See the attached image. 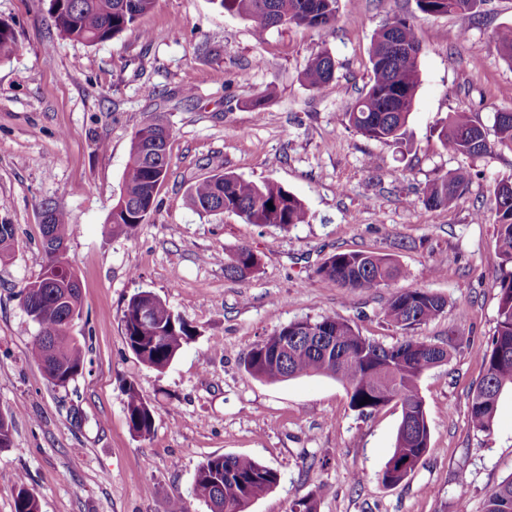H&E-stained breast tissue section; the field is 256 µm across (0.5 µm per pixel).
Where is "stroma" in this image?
Instances as JSON below:
<instances>
[{
	"label": "stroma",
	"mask_w": 512,
	"mask_h": 512,
	"mask_svg": "<svg viewBox=\"0 0 512 512\" xmlns=\"http://www.w3.org/2000/svg\"><path fill=\"white\" fill-rule=\"evenodd\" d=\"M49 0H0L20 51L0 62V223L16 228V252L0 263V410L11 415L0 449V512H14L23 476L41 512H209L191 494L198 466L222 454L276 470L275 488L248 512H291L316 492L319 512H483L512 476V394L501 397L491 433L473 428L469 407L483 367L473 351L497 325L501 260L491 219L475 216L496 181L512 178V150L472 160L442 148L436 130L464 109L486 131L512 110V65L494 35L512 25V0H487L474 15L428 16L415 0H338L329 29L280 26L256 38L252 21L212 0H155L118 38L89 45L51 25ZM412 17L422 44L420 85L401 147L342 124L371 81V40L384 22ZM465 32L462 42L448 38ZM333 81L308 87L302 73L320 53ZM266 96L263 110L250 106ZM164 108L172 128L170 169L147 223L109 231L131 137L144 114ZM224 170L273 180L300 198L306 223L282 231L233 213L201 215L188 187ZM473 178L460 203L425 207L420 196L458 167ZM75 228L67 252L82 288L70 334L86 369L53 387L29 358L36 326L18 294L43 271L42 202ZM261 258L254 276H224L238 246ZM388 255L404 277L348 291L318 275L332 254ZM444 296L441 316L411 336L448 346L447 362L421 378L431 433L428 453L400 484L380 474L392 455L401 408L369 416L349 406L341 383L310 376L270 384L245 371L258 342L288 323L331 315L390 346L402 330L383 310L405 289ZM150 291L194 327L164 369L126 346L122 317L132 295ZM155 404L154 431L132 434L123 387Z\"/></svg>",
	"instance_id": "1"
}]
</instances>
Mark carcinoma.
Here are the masks:
<instances>
[{
	"mask_svg": "<svg viewBox=\"0 0 512 512\" xmlns=\"http://www.w3.org/2000/svg\"><path fill=\"white\" fill-rule=\"evenodd\" d=\"M219 8L254 22L257 35L281 25L325 29L335 25L338 0H212ZM485 0H416L425 15L474 13ZM154 0H50L49 14L60 34L90 45L118 37L151 10ZM495 42L503 59L512 65V26L500 28ZM20 49L14 29L0 21V61ZM422 47L412 18L396 16L375 34L369 60L373 77L352 108L341 113V122L369 139L392 146L402 143L403 129L420 84L418 59ZM335 61L327 54L312 58L303 73L305 83L319 89L333 80ZM170 126L163 112H149L133 132L122 188L112 206L110 228L130 235L148 221L156 208L160 185L166 179L170 158L164 130ZM494 141L465 110L452 112L437 129L442 147L453 155L480 158L492 146L512 150V113L495 116ZM471 180L469 169L460 167L425 187L420 201L429 208H450L463 198ZM190 205L200 213L232 212L249 224L288 230L307 221V210L296 195L272 181L256 183L216 167V173L195 182L189 189ZM273 203L268 208L267 203ZM496 225L495 247L502 260L498 282L499 304L496 331L490 343L475 351L484 375L473 391L470 420L481 432H490L498 401L512 389V191H490ZM53 232L63 243L73 231L71 217L49 202ZM16 229L0 224V261L15 252ZM260 258L241 246L224 258V276L243 280L259 271ZM318 274L349 291H371L399 278L405 271L390 257L363 252L330 256ZM31 316L37 327L31 359L50 384L67 387L86 369L83 346L70 336L68 317L82 313V294L65 279H45L35 292ZM151 304L152 321L138 320L142 304ZM445 299L429 290L415 288L395 294L384 309V319L404 331L441 315ZM124 341L145 365L167 367L194 336L192 327L171 313L166 303L150 291H140L128 301L123 317ZM446 349L405 336L383 346L357 333L336 316L305 319L280 327L256 344L244 358V368L267 383L300 376L323 375L344 386L350 407L370 415L394 402L401 407V422L393 453L381 474L385 485H397L415 469L430 447V429L418 382L429 369L448 358ZM124 410L130 431L146 438L154 429L156 407L130 382L124 390ZM369 403L361 404L364 398ZM278 483V474L257 461L237 455H218L204 460L196 471L192 495L210 512H246L255 500ZM14 512H40L36 495L23 478L14 481ZM484 512H512V476L487 496Z\"/></svg>",
	"mask_w": 512,
	"mask_h": 512,
	"instance_id": "obj_1",
	"label": "carcinoma"
}]
</instances>
